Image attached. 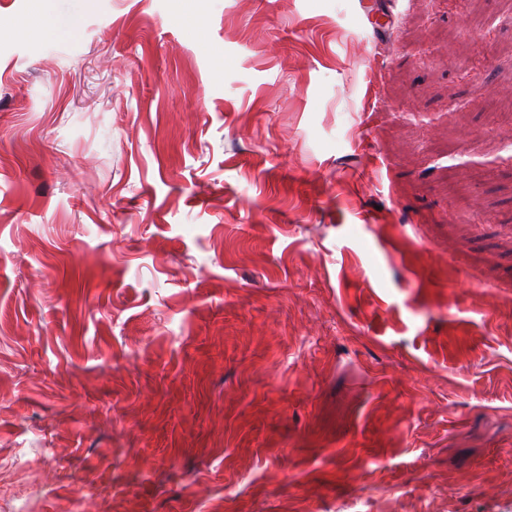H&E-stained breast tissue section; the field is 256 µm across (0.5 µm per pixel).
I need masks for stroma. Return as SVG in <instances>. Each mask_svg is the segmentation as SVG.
<instances>
[{
  "label": "stroma",
  "instance_id": "35a3bbf8",
  "mask_svg": "<svg viewBox=\"0 0 512 512\" xmlns=\"http://www.w3.org/2000/svg\"><path fill=\"white\" fill-rule=\"evenodd\" d=\"M352 3L0 0V512H512V13Z\"/></svg>",
  "mask_w": 512,
  "mask_h": 512
}]
</instances>
